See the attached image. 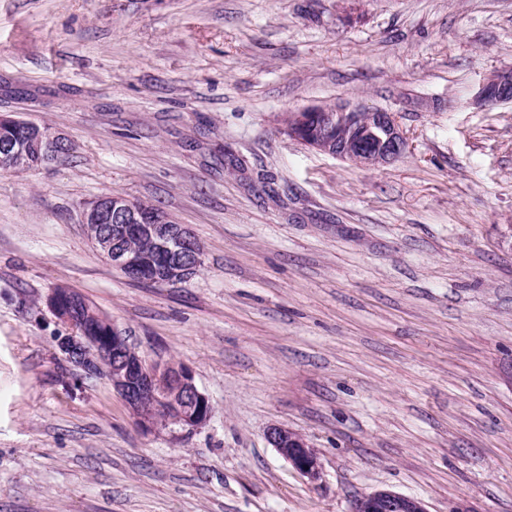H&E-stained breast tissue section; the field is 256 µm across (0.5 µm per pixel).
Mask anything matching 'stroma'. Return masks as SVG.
<instances>
[{
  "label": "stroma",
  "instance_id": "stroma-1",
  "mask_svg": "<svg viewBox=\"0 0 512 512\" xmlns=\"http://www.w3.org/2000/svg\"><path fill=\"white\" fill-rule=\"evenodd\" d=\"M512 0H0V113L74 151L0 172V512H512ZM398 115L395 162L308 148L287 112ZM186 225L185 282L125 277L83 205ZM72 288L213 408L147 435L77 377L47 305ZM315 450L310 482L268 444ZM480 104L512 102V67H504L491 74L475 95ZM267 442L277 453L310 482L320 478L317 454L306 439L284 425H274L267 430ZM353 512H428L417 498L390 491L378 490L356 500Z\"/></svg>",
  "mask_w": 512,
  "mask_h": 512
}]
</instances>
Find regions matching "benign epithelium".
Here are the masks:
<instances>
[{"label":"benign epithelium","instance_id":"1","mask_svg":"<svg viewBox=\"0 0 512 512\" xmlns=\"http://www.w3.org/2000/svg\"><path fill=\"white\" fill-rule=\"evenodd\" d=\"M480 104L512 102V67L491 74L475 95ZM288 135L322 153L349 160L366 168L388 165L404 153L407 139L397 115L377 107L352 102L336 105L332 112L311 106L287 115ZM64 135L47 136L40 130L28 133V144L45 152L58 149ZM83 224H113L112 235H98L93 244L128 277L151 280L149 268L138 253L120 245V239L148 236L161 246V262L167 283H178L192 277L202 256L191 232L184 224H171L168 219L129 198L120 195L98 197L84 205ZM179 243L180 249L170 248ZM48 306L67 326V332L56 337L63 358L81 376L92 377L104 371L112 388L128 405L141 430L147 434L165 429L177 435L189 434L208 423L211 418L208 397L195 383L194 371L184 363L158 361L145 363L129 344L125 334L112 326V346L108 347L73 325L79 300L65 288H56L49 295ZM169 409L174 414L172 425L158 424V412ZM267 442L297 472L311 482L320 478L317 454L298 432L274 425L267 430ZM353 512H427L425 504L414 497L378 490L356 500Z\"/></svg>","mask_w":512,"mask_h":512}]
</instances>
